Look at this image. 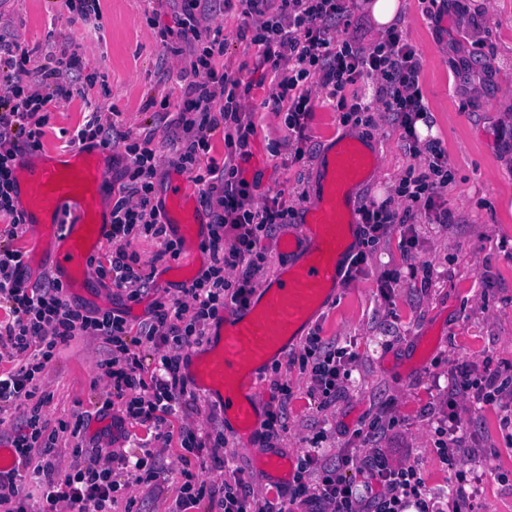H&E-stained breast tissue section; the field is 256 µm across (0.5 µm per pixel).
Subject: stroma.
<instances>
[{
	"mask_svg": "<svg viewBox=\"0 0 512 512\" xmlns=\"http://www.w3.org/2000/svg\"><path fill=\"white\" fill-rule=\"evenodd\" d=\"M355 0L347 23L336 28L337 38L354 37L363 45L381 38V30L366 7ZM396 22L422 53L420 86L430 110L432 131L448 151L452 181L444 194L454 215L450 224H427L414 217L418 242L406 251L399 232L372 247L364 271L338 288L311 327L323 340L348 348L352 377L329 408L308 394L309 381L299 363L301 346H294L259 379L263 402L272 397L270 381L280 378L291 389L286 404L287 429L275 441L274 452L298 457L309 438L318 436L328 459L348 448L376 445L389 449L394 462L415 465L435 493L448 489L455 470L475 469L482 475L479 512H512V431L503 425L504 405L512 404V387L496 403L474 409L470 399L452 395L448 376L454 372L512 374V0H475L485 7L490 31L481 57H473L464 40L457 0H449L440 25L422 14L419 0H401ZM96 23L66 21L65 0H0V31L33 49V65L46 56H62L71 45L81 48L84 74L94 78L88 100H55L48 106L44 148L63 147L67 133L81 123L87 103L112 108L117 129L133 135L153 133L160 159L156 198L165 201L177 169L176 153L165 138L161 115L147 110L149 99L177 102L184 84L178 78L188 56L164 55L159 31L174 24L172 0H101ZM240 8L211 12L210 29L222 30L227 50L224 69L230 78L251 86L246 106L256 133L240 166L253 183V202L282 195L302 212L318 184L319 158L333 140L355 136L377 147V162L357 186L358 204L394 199L404 207L396 189L413 158L401 129L381 122L367 130L343 122L342 114L326 105L320 89H313L309 128L313 149L300 163H285L286 104L276 102L281 74L260 65L261 50L241 37ZM142 264H155L159 296H180L182 273L169 260L155 261V241L139 238L131 245ZM401 270L400 280L380 293L381 275ZM71 301L91 311L111 310L130 326L146 318L153 302H137L100 280L72 292ZM98 340L79 336L61 346L40 375L49 400L42 417L55 430V448L62 467L72 463L76 446H109L119 455L146 444L159 455L163 473L157 486L131 484L124 470L113 478L123 483L112 512H176L184 481L180 435L169 443L155 440L143 427L122 421L119 410L100 414L107 387L98 362ZM456 401L465 432L457 469H449L437 452L435 428ZM83 417L80 437L58 429L59 422ZM384 427L369 442L365 424ZM229 469L215 468L207 452L191 456L190 469L215 490L226 480L249 481L258 501L280 505L288 484L258 476L254 449L243 444L231 422H224Z\"/></svg>",
	"mask_w": 512,
	"mask_h": 512,
	"instance_id": "35a3bbf8",
	"label": "stroma"
}]
</instances>
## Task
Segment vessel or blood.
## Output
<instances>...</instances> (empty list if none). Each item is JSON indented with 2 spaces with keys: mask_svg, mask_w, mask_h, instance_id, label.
<instances>
[{
  "mask_svg": "<svg viewBox=\"0 0 512 512\" xmlns=\"http://www.w3.org/2000/svg\"><path fill=\"white\" fill-rule=\"evenodd\" d=\"M376 150L361 139L336 141L321 160V180L298 224L279 238L285 258L247 304L217 316L203 349L191 352L186 376L225 417L250 447L262 441L263 405L257 382L262 369L301 339L310 322L346 278L347 257L358 229L353 192L370 172ZM20 207L30 236V255L49 250L56 276L76 290L91 275L95 256L110 229L104 193L110 170L103 149L26 151L15 168ZM166 213L172 231L186 244L185 265L201 261L206 238L202 207L187 181L169 187ZM76 218L61 224L60 213Z\"/></svg>",
  "mask_w": 512,
  "mask_h": 512,
  "instance_id": "1",
  "label": "vessel or blood"
}]
</instances>
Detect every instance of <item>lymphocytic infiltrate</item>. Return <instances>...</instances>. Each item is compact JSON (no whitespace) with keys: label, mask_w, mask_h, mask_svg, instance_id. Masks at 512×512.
Returning a JSON list of instances; mask_svg holds the SVG:
<instances>
[{"label":"lymphocytic infiltrate","mask_w":512,"mask_h":512,"mask_svg":"<svg viewBox=\"0 0 512 512\" xmlns=\"http://www.w3.org/2000/svg\"><path fill=\"white\" fill-rule=\"evenodd\" d=\"M245 18L244 31L261 46L263 63L281 71L277 98L288 105L285 144L291 162H301L310 142L312 112L310 84H317L326 101L341 109L343 119L373 128L379 113L398 121L402 136L416 160L400 180L397 194L422 204L435 224L447 223L451 211L444 196L450 162L440 140L420 141L415 124L428 120L429 109L420 88L422 57L402 31L391 28L376 44L366 47L336 37V23L348 11V0H238ZM203 0H179L176 24L160 32L164 52L188 54L190 65L179 73L184 82L177 128L171 144L180 172L191 174L199 200L210 216L202 244L207 260L194 280L181 286V301L155 299L149 316L137 329L125 317L104 311L87 312L71 303L62 283L46 275L31 279L26 255L12 242L24 226L17 204L13 176L18 155L37 150L48 122L47 107L55 98L84 95L80 46H70L63 57L48 58L38 66L34 82L23 83L32 52L0 36V425L11 411L21 410L25 430L15 432L17 466L0 473V512H112L118 501L113 465L134 472L139 483L159 477L158 458L144 450L137 458L99 453V467L60 473L52 448L42 435L46 429L40 409L48 396L39 375L60 346L78 336L102 340L99 362L109 387L102 404L110 410L121 404L126 419L154 429L168 427L176 413L191 416L200 397L182 368L187 347L203 342L211 320L226 308L247 303L258 286L267 256L261 239L286 224L292 210L282 196L252 202V186L237 161L248 153L256 125L243 102L249 93L240 81L216 67L224 55V41L204 27ZM224 136L225 157L211 155L215 132ZM125 144L127 164L121 180L111 187V225L106 253L95 258L97 278L138 300L154 289V275L130 249L134 238L159 243L157 260L179 259L182 242L155 201L157 154L152 135L135 137L118 132L101 107H93L68 139V146H109L113 136ZM360 224L364 241L375 244L399 231L405 246H413L411 214L391 202L363 206ZM347 350L336 348L311 333L303 344L302 362L309 365V393L328 405L351 377ZM369 481L360 491L358 476ZM39 488L38 499L22 490L23 480ZM318 501L323 512H434L417 469L396 465L379 448L357 449L328 463L318 441H311L299 457L288 485L289 503ZM217 512H286L258 505L248 481L225 482L216 502Z\"/></svg>","instance_id":"obj_1"}]
</instances>
